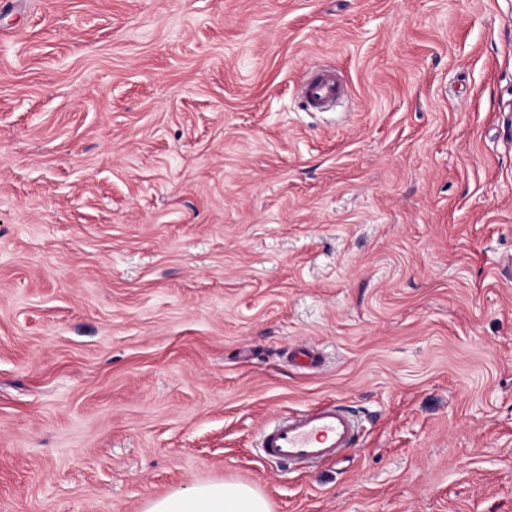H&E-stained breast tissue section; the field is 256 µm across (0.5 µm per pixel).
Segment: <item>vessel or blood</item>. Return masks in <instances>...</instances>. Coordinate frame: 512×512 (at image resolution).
<instances>
[{
	"label": "vessel or blood",
	"mask_w": 512,
	"mask_h": 512,
	"mask_svg": "<svg viewBox=\"0 0 512 512\" xmlns=\"http://www.w3.org/2000/svg\"><path fill=\"white\" fill-rule=\"evenodd\" d=\"M347 93L335 69L322 67L308 74L301 86L306 103L324 107ZM359 427L356 419L338 402L326 401L304 411L282 416L263 433L266 458L289 465H313L340 459L354 448Z\"/></svg>",
	"instance_id": "vessel-or-blood-1"
}]
</instances>
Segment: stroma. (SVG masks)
<instances>
[{"label": "stroma", "mask_w": 512, "mask_h": 512, "mask_svg": "<svg viewBox=\"0 0 512 512\" xmlns=\"http://www.w3.org/2000/svg\"><path fill=\"white\" fill-rule=\"evenodd\" d=\"M324 400L344 461L264 457ZM225 479L512 512V0H0V512ZM347 87L336 70L322 67L314 70L304 78L301 94L306 103L315 108H322L347 94Z\"/></svg>", "instance_id": "stroma-1"}]
</instances>
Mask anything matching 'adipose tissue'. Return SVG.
<instances>
[{"mask_svg": "<svg viewBox=\"0 0 512 512\" xmlns=\"http://www.w3.org/2000/svg\"><path fill=\"white\" fill-rule=\"evenodd\" d=\"M145 512H270V506L253 487L212 482L156 498L149 502Z\"/></svg>", "mask_w": 512, "mask_h": 512, "instance_id": "adipose-tissue-1", "label": "adipose tissue"}]
</instances>
